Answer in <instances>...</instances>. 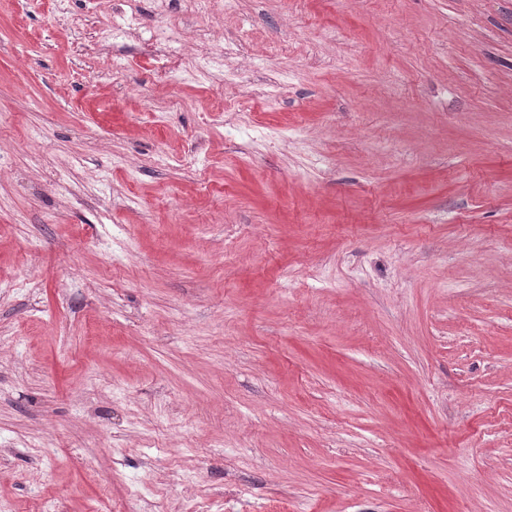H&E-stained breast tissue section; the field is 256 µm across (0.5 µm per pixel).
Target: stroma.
I'll return each mask as SVG.
<instances>
[{"mask_svg":"<svg viewBox=\"0 0 512 512\" xmlns=\"http://www.w3.org/2000/svg\"><path fill=\"white\" fill-rule=\"evenodd\" d=\"M122 9L0 0V512H512V0Z\"/></svg>","mask_w":512,"mask_h":512,"instance_id":"stroma-1","label":"stroma"}]
</instances>
